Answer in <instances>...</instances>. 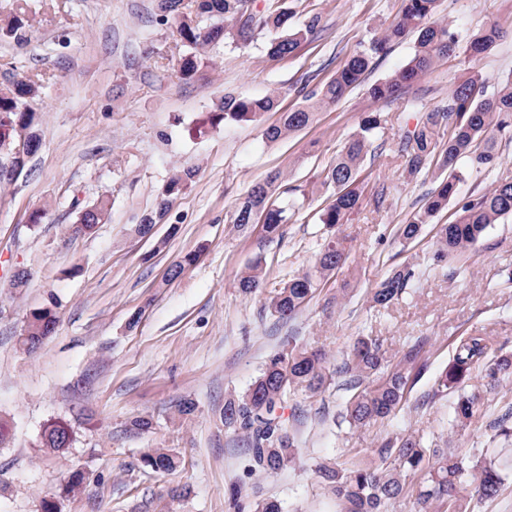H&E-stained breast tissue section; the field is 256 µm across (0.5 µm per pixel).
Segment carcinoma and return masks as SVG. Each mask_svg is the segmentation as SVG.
Listing matches in <instances>:
<instances>
[{
  "label": "carcinoma",
  "mask_w": 512,
  "mask_h": 512,
  "mask_svg": "<svg viewBox=\"0 0 512 512\" xmlns=\"http://www.w3.org/2000/svg\"><path fill=\"white\" fill-rule=\"evenodd\" d=\"M439 0H402L395 20L372 38L368 48L341 59L334 76L319 90L305 96L306 104L282 113L277 124L267 126L263 135L275 142L309 126L316 112L340 103L352 88L361 83L373 65L375 56L384 53L387 45L409 34L416 35L412 58L384 81L372 85L370 96L387 100L401 88L411 84L436 60L448 55L457 37L448 24L436 18ZM156 16L163 24L175 26L178 41L185 48L180 57V71L190 77L201 65L203 49L218 41L246 44L264 31L279 36L267 44V55L283 58L292 55L313 35L321 16L314 14L305 27L288 28V11L280 0H268L264 10L256 11L253 0H156ZM30 20L27 0H15L13 13L0 29L17 40L25 38ZM500 38L499 28L492 24L472 34L468 49L475 57L485 52ZM40 84L32 78L11 82L8 92L0 95V129L6 125L29 131L25 157L38 146L35 130L37 113L32 101ZM278 95L248 98L233 94L224 96L221 111L206 118L214 125L221 122H261L264 115L277 109ZM388 123L382 112H370L359 123L336 161L322 173V185L333 187L327 206L320 209L318 220L327 237L311 267L292 275L283 287L268 297L267 307L280 320L292 318L307 306L328 280L349 268V248L339 236L340 228L364 202L361 172L364 158L372 144L382 139ZM448 128V138L440 136L441 127ZM512 136V79L506 80L495 93L488 95L480 74L471 72L460 78L448 97V103L426 113L413 130L406 132L397 148L400 177L411 183L434 168L448 176L439 179L422 206L412 212L399 227V238H418L434 217L448 209L456 195L457 182L462 179L461 163L476 168L489 167L496 159L498 137ZM197 176V168L188 166L167 183L156 206L137 225L141 236L152 234L154 227L164 224L172 200ZM282 173H269L253 183L240 198L233 223L245 228L263 217V232L273 239L284 235L288 211L274 204L281 188ZM107 213L102 200L85 210L78 230L88 234ZM505 216H512V180L500 181L485 194L464 204L457 219L450 224L436 225L435 249L430 265L443 267L462 258L484 236L488 227ZM419 277L416 266L405 264L392 270L367 300L371 306L387 310L413 290ZM238 288L245 295H256L264 288L261 261L251 262L238 276ZM33 332L22 337L23 344L34 349L52 334L59 322L53 307L30 313ZM421 349L415 345L395 356L388 355L382 343L370 336H359L349 347L344 361L330 369L324 350L292 347L272 356L265 367L241 395L231 394L224 400V426L242 431L246 436L247 472L270 475L298 460L293 436L283 430L278 411L288 396L305 394L313 397L324 391L332 376L344 378L346 389L353 391L345 407L334 418L337 428L359 429L382 422L396 415L403 406L406 392L413 384L412 371L420 360ZM479 370L483 389H467V381ZM512 383V353L495 346L493 339L480 334H463L454 341V352L448 366L435 380L432 397L453 393L452 428L467 431L480 410L482 399L499 392ZM495 436L512 438V406L507 407L494 422ZM76 440L73 427L60 419L44 424L39 445L53 452L71 447ZM142 466L154 474H169L180 465L179 458L165 448H151L141 457ZM319 483L336 499L339 512H386L388 505L407 494L408 481L416 480L413 512H470L466 490L483 500H494L507 488L508 474L500 467L496 455L480 449L470 457H461L446 448L433 447L411 433L388 437L373 451V458L349 467L339 462H324L316 470ZM228 498L237 512H244L249 503L253 512H283L280 501L264 499L253 503L239 484L228 488Z\"/></svg>",
  "instance_id": "1"
}]
</instances>
